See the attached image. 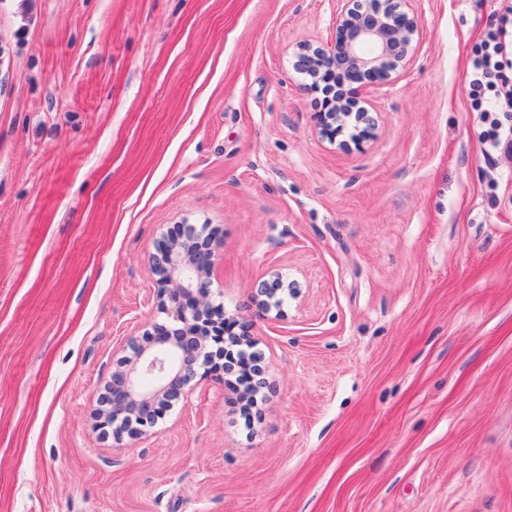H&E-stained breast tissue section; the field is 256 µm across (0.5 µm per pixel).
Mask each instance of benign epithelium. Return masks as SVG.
I'll list each match as a JSON object with an SVG mask.
<instances>
[{
  "label": "benign epithelium",
  "mask_w": 512,
  "mask_h": 512,
  "mask_svg": "<svg viewBox=\"0 0 512 512\" xmlns=\"http://www.w3.org/2000/svg\"><path fill=\"white\" fill-rule=\"evenodd\" d=\"M419 0H338L329 38L296 45V69L319 74L341 72L348 84L329 111L318 113L322 138L337 141L349 124L354 133L339 146H360L373 136L363 97L374 82L389 83L414 61L421 37ZM217 256L212 238L186 225L165 242L152 273L158 285L162 322L155 321L130 345L132 355L113 371L108 383L109 408L97 412L100 425L112 428L113 440L138 439L152 427L168 402L182 394L197 375L195 366L207 365L209 338L204 328L214 320L237 325L224 307L210 298V279Z\"/></svg>",
  "instance_id": "1"
}]
</instances>
